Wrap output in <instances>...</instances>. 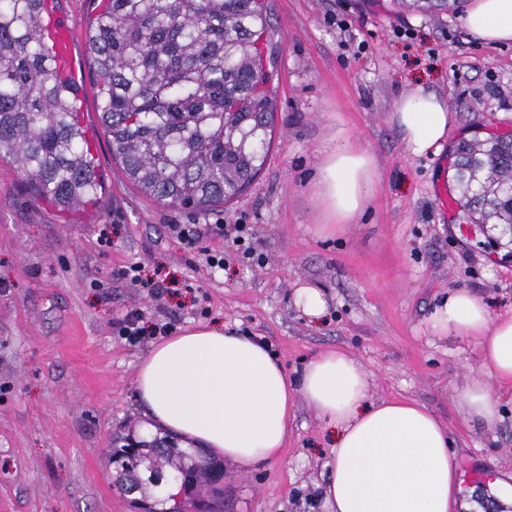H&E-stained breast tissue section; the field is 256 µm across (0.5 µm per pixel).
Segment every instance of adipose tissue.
<instances>
[{
  "label": "adipose tissue",
  "mask_w": 512,
  "mask_h": 512,
  "mask_svg": "<svg viewBox=\"0 0 512 512\" xmlns=\"http://www.w3.org/2000/svg\"><path fill=\"white\" fill-rule=\"evenodd\" d=\"M466 28L485 43L512 42V0H472ZM453 119L423 87L401 94L390 120L412 154L439 153ZM374 160L337 141L319 170L328 217L350 224L362 212ZM437 336L472 341L499 387L474 378L459 391L466 414L483 426L502 420L504 389H512V315L491 316L484 301L459 290L430 320ZM152 420L144 438L171 433L240 466L279 460L303 398L334 432L323 497L330 512H455L462 484L444 423L424 404L371 400L367 374L350 354L330 349L296 378L266 344L215 325L191 326L154 345L135 379Z\"/></svg>",
  "instance_id": "1"
}]
</instances>
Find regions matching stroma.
Wrapping results in <instances>:
<instances>
[{"mask_svg":"<svg viewBox=\"0 0 512 512\" xmlns=\"http://www.w3.org/2000/svg\"><path fill=\"white\" fill-rule=\"evenodd\" d=\"M279 50L276 121L265 167L222 209L200 213L152 201L99 140L97 205L67 212L34 196L0 161V512H140L122 493L109 451L141 438L149 417L135 376L149 343L129 345L114 325L128 311L177 328L223 325L264 338L289 376L323 351L349 352L372 398L428 406L448 427L464 492L482 512L500 505L487 480L512 470V401L488 428L458 392L487 379L473 343L432 335L429 319L452 291L512 315V258L489 234L451 223L448 153L412 155L389 114L421 86L454 114L448 142L512 132V43L491 46L459 15L398 14L389 0H272ZM77 31L73 68L84 122L99 126L95 64L86 51L92 0H61ZM371 154L376 177L353 223L328 229L316 176L337 139ZM255 254L228 252L234 225ZM108 244H101V237ZM223 254V268L207 254ZM137 263L171 288L152 299L116 273ZM327 293L319 320L295 306L297 284ZM324 421L305 402L282 457L224 466V512H329L321 485L331 458Z\"/></svg>","mask_w":512,"mask_h":512,"instance_id":"1","label":"stroma"}]
</instances>
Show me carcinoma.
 <instances>
[{"label": "carcinoma", "instance_id": "1", "mask_svg": "<svg viewBox=\"0 0 512 512\" xmlns=\"http://www.w3.org/2000/svg\"><path fill=\"white\" fill-rule=\"evenodd\" d=\"M45 0H0V160L27 188L73 210L101 183L79 120L81 88L57 82L43 36ZM87 48L103 102L99 123L130 182L147 197L209 211L258 176L275 116L269 0H108ZM399 12L438 15L466 0H394ZM453 191L468 224L512 236V138H462L451 148ZM164 448L112 452L146 492L137 468L189 477L207 512H224L221 465L166 438Z\"/></svg>", "mask_w": 512, "mask_h": 512}]
</instances>
